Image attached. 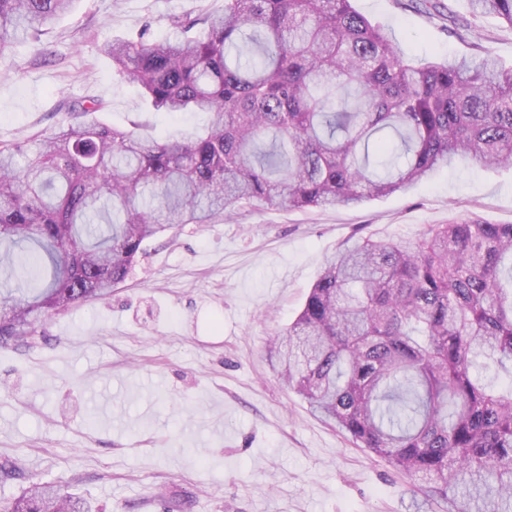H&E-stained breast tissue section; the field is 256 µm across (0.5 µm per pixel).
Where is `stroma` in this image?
<instances>
[{
    "instance_id": "stroma-1",
    "label": "stroma",
    "mask_w": 512,
    "mask_h": 512,
    "mask_svg": "<svg viewBox=\"0 0 512 512\" xmlns=\"http://www.w3.org/2000/svg\"><path fill=\"white\" fill-rule=\"evenodd\" d=\"M414 61L484 48L512 65V29L474 19L467 0H353ZM224 0H79L39 40L0 56V143L32 145L66 122L65 100L157 136L205 126L204 112L146 113L98 46L176 34L175 15ZM470 25L459 36L456 22ZM512 224V170L466 160L405 193L355 207L244 205L147 244L110 296L47 318L0 347V499L52 483L91 512H446L416 506L385 459L315 415L269 366L271 337L297 318L325 260L352 238L418 239L432 224Z\"/></svg>"
}]
</instances>
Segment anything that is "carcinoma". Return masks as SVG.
I'll return each mask as SVG.
<instances>
[{"instance_id": "obj_1", "label": "carcinoma", "mask_w": 512, "mask_h": 512, "mask_svg": "<svg viewBox=\"0 0 512 512\" xmlns=\"http://www.w3.org/2000/svg\"><path fill=\"white\" fill-rule=\"evenodd\" d=\"M75 0H0V54ZM512 28V0H469ZM202 37L114 38L100 51L153 112H207L164 139L97 118L26 149L0 145V346L124 282L152 238L243 202L357 206L405 193L458 159L512 168V66L412 63L352 0H224L178 18ZM280 379L360 448L448 512H512V224H431L412 241L358 238L327 260L267 346ZM0 512H89L35 484Z\"/></svg>"}]
</instances>
